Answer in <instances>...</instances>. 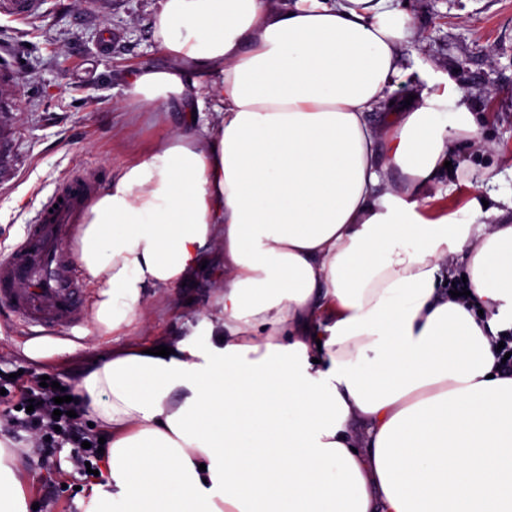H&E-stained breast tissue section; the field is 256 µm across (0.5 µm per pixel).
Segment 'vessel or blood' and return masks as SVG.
Here are the masks:
<instances>
[{
	"label": "vessel or blood",
	"instance_id": "obj_1",
	"mask_svg": "<svg viewBox=\"0 0 512 512\" xmlns=\"http://www.w3.org/2000/svg\"><path fill=\"white\" fill-rule=\"evenodd\" d=\"M44 0H0V9L19 20L41 15ZM13 94L0 97V181L16 174L13 127L8 121L24 88L11 69L0 70V84ZM97 194V182L85 174L65 179L40 205L13 246L0 252V304L24 331L52 332L71 338L90 319L86 281L79 259V234Z\"/></svg>",
	"mask_w": 512,
	"mask_h": 512
}]
</instances>
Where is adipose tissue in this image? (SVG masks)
Wrapping results in <instances>:
<instances>
[{"mask_svg":"<svg viewBox=\"0 0 512 512\" xmlns=\"http://www.w3.org/2000/svg\"><path fill=\"white\" fill-rule=\"evenodd\" d=\"M159 5L173 63L138 68L127 96L190 115L208 82L218 119L123 167L79 261L112 334L219 241L224 282L172 355L117 345L79 385L112 434L84 512H512V375L494 348L512 197L422 212L478 126L452 88L393 101L414 35L399 0ZM461 272L471 295L454 301ZM0 512H28L1 446Z\"/></svg>","mask_w":512,"mask_h":512,"instance_id":"ef3b65f1","label":"adipose tissue"}]
</instances>
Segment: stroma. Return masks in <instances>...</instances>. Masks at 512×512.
<instances>
[{"label":"stroma","mask_w":512,"mask_h":512,"mask_svg":"<svg viewBox=\"0 0 512 512\" xmlns=\"http://www.w3.org/2000/svg\"><path fill=\"white\" fill-rule=\"evenodd\" d=\"M45 0L37 20L0 12V64L15 69L25 92L13 113L18 174L0 184V250L8 249L41 201L77 171L107 185L121 169L182 129L180 113L147 112L125 96L141 65L170 66L154 39L159 0ZM414 39L402 48L395 94L406 99L433 86L462 91L479 122L482 148L462 147L431 189L437 208L458 210L494 192L512 195V0H407ZM224 271H206L183 288L158 293L140 312L133 339L149 345L191 334L207 313ZM112 336L88 323L74 341L27 340L0 309V372L22 383L54 375L78 385ZM14 449L37 512H82L93 480L76 469L70 447L54 469L42 467L33 434L1 433Z\"/></svg>","instance_id":"35a3bbf8"}]
</instances>
